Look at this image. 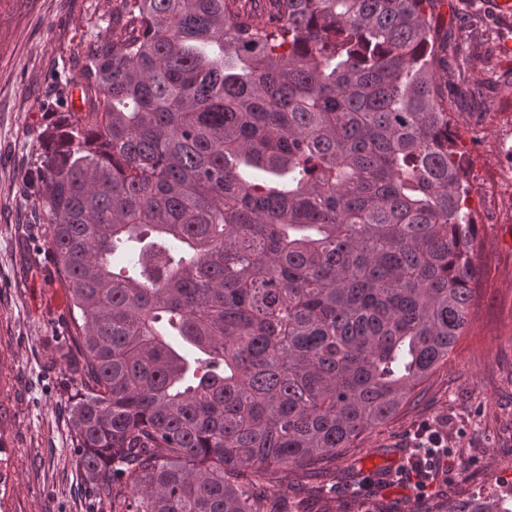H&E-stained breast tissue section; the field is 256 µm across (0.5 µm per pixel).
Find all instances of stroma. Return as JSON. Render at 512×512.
I'll use <instances>...</instances> for the list:
<instances>
[{
    "label": "stroma",
    "instance_id": "obj_1",
    "mask_svg": "<svg viewBox=\"0 0 512 512\" xmlns=\"http://www.w3.org/2000/svg\"><path fill=\"white\" fill-rule=\"evenodd\" d=\"M118 0H0V512H112L92 498L73 442L80 351L67 347L70 300L35 208L32 180L56 105ZM432 24L465 47L443 75L461 115L456 150L471 186L480 276L471 322L447 363L385 424L336 459L276 475L273 512H444L482 486L512 491V199L490 210L505 158L493 137L512 120V17L489 0H441ZM440 427L455 461L423 498L387 478L409 437ZM372 479L369 491L351 487Z\"/></svg>",
    "mask_w": 512,
    "mask_h": 512
}]
</instances>
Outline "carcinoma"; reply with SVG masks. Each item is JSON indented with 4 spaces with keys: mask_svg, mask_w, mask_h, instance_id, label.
Masks as SVG:
<instances>
[{
    "mask_svg": "<svg viewBox=\"0 0 512 512\" xmlns=\"http://www.w3.org/2000/svg\"><path fill=\"white\" fill-rule=\"evenodd\" d=\"M436 4L120 0L37 174L112 512H267L448 362L477 230Z\"/></svg>",
    "mask_w": 512,
    "mask_h": 512,
    "instance_id": "obj_1",
    "label": "carcinoma"
}]
</instances>
